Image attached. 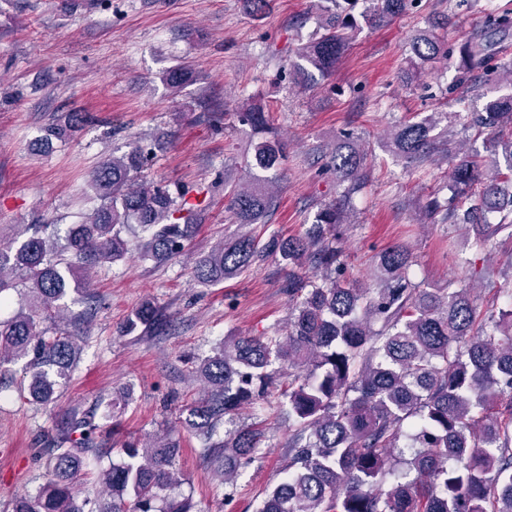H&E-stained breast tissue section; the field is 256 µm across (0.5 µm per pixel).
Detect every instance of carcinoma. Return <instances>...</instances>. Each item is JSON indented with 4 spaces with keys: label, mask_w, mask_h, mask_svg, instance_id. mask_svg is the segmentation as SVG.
<instances>
[{
    "label": "carcinoma",
    "mask_w": 512,
    "mask_h": 512,
    "mask_svg": "<svg viewBox=\"0 0 512 512\" xmlns=\"http://www.w3.org/2000/svg\"><path fill=\"white\" fill-rule=\"evenodd\" d=\"M357 2L321 0L320 33L301 49L307 66L296 67V83L307 86L333 75L348 30L357 25L349 13ZM368 2L362 18L371 29L417 4ZM489 48L482 40L468 42L469 68L483 67ZM411 50L418 74L442 53L428 33L415 37ZM192 79L187 63L166 75L173 89ZM237 118L257 133L271 130L270 113L259 104L243 106ZM459 119L490 132L489 160L456 152L451 181L460 206L443 213L431 200L426 214L470 228L458 239L448 236V251L478 255L502 240L512 242V95ZM86 122L84 113L70 112L51 132L65 139ZM436 128L431 119L398 125L391 149L419 165L437 150L436 138H448ZM285 155V144L260 141L249 166L272 170ZM366 156L365 144L351 134L330 149L336 183L348 198L363 185ZM148 162L139 144L103 161L89 181L102 204L69 231L62 246L47 225L20 230L6 242L0 235V304L6 294L23 290L21 310L0 320V371L26 360L20 391L32 403L53 401L56 379L69 375L80 353L78 337L45 322L55 318L70 291L88 285L83 261L124 259L129 248L120 229L130 224L150 233L143 256L157 261L184 253L196 230L193 208L178 203L169 189L132 186L133 174ZM274 197L258 177L232 188V223H261ZM346 231L343 211L331 206L304 236L263 243L242 232L198 260L196 280L213 285L277 254L288 266L284 288L295 306L288 335L226 337L199 362L194 374L203 393L187 406L180 425L229 477L261 452L262 431L244 425L214 443L215 429L266 402L278 387L271 366L286 361L296 370L288 389V475L267 491L257 512H512V301L482 317L480 296L471 288L422 287L410 277L414 257L405 244L379 252L366 282L351 280L340 246ZM307 267L312 276L299 274ZM158 323V309L146 301L128 319L127 332ZM98 436L94 416L72 410L51 438L41 490L16 499L12 512H190L187 501L163 495L178 479L180 447L172 439L125 443V459L98 472L106 495L78 500L71 482Z\"/></svg>",
    "instance_id": "1"
}]
</instances>
